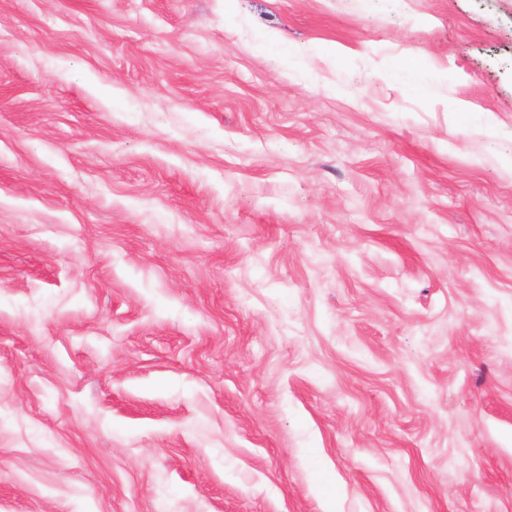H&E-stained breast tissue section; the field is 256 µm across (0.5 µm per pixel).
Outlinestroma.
Wrapping results in <instances>:
<instances>
[{
  "instance_id": "stroma-1",
  "label": "stroma",
  "mask_w": 512,
  "mask_h": 512,
  "mask_svg": "<svg viewBox=\"0 0 512 512\" xmlns=\"http://www.w3.org/2000/svg\"><path fill=\"white\" fill-rule=\"evenodd\" d=\"M0 512H512V0H0Z\"/></svg>"
}]
</instances>
